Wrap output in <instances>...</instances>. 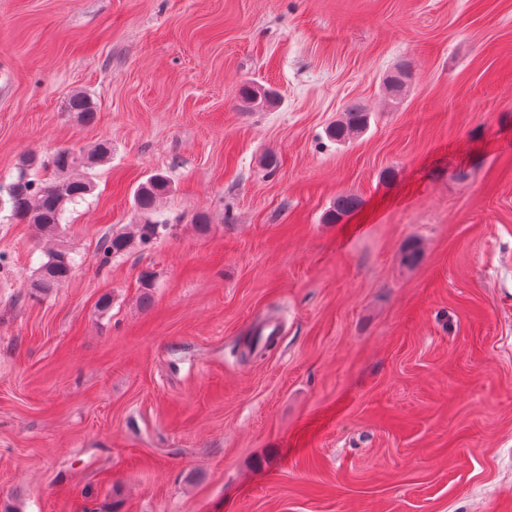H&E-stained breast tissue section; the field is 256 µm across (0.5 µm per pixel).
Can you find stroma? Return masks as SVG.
<instances>
[{
    "instance_id": "stroma-1",
    "label": "stroma",
    "mask_w": 512,
    "mask_h": 512,
    "mask_svg": "<svg viewBox=\"0 0 512 512\" xmlns=\"http://www.w3.org/2000/svg\"><path fill=\"white\" fill-rule=\"evenodd\" d=\"M105 139L66 284L0 213V512H512V0H0V184ZM409 71L406 67L396 69L386 78V86L395 105H400L407 91ZM267 95H260L259 86L245 84L240 89V106L245 111L274 107L277 103L276 93L266 89ZM370 117V112L364 107L350 104L344 109L341 119L327 129L326 136L331 141L346 142L368 128ZM171 190L169 179L160 173L149 176L134 192V204L142 212L155 209L157 202ZM166 224H131L128 231L112 232L100 244L103 262L124 254L135 245L148 246L165 229Z\"/></svg>"
}]
</instances>
